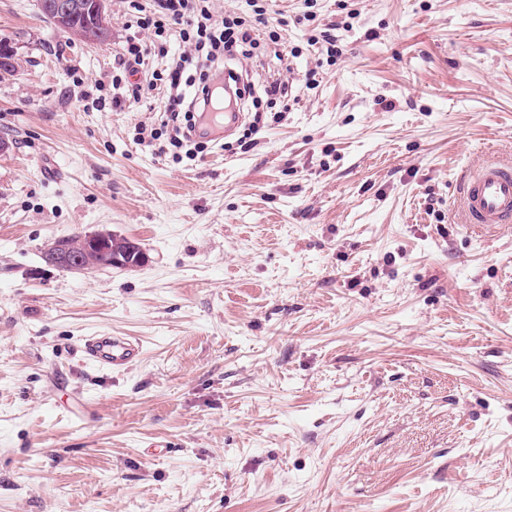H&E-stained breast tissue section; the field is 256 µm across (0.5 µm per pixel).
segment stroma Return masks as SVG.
Listing matches in <instances>:
<instances>
[{"mask_svg": "<svg viewBox=\"0 0 512 512\" xmlns=\"http://www.w3.org/2000/svg\"><path fill=\"white\" fill-rule=\"evenodd\" d=\"M269 14L280 44L224 66L287 107L176 162L134 141L163 91L112 107L128 0L100 44L0 0V512H512V231L454 195L512 159V0ZM98 231L144 264L45 262ZM98 330L140 359L87 363ZM260 94L268 102H275V104L277 102L285 103L292 96V85L288 86V83L279 78H274L262 85Z\"/></svg>", "mask_w": 512, "mask_h": 512, "instance_id": "1", "label": "stroma"}]
</instances>
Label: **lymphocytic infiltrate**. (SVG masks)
<instances>
[{"mask_svg":"<svg viewBox=\"0 0 512 512\" xmlns=\"http://www.w3.org/2000/svg\"><path fill=\"white\" fill-rule=\"evenodd\" d=\"M137 15L140 30L150 32L152 41L138 37L126 40L116 57L117 72L112 77V105L132 108L142 98L144 88L165 91L166 118L160 128L152 129L151 139H166L173 159L192 158L205 149L194 141L192 129L199 112L211 105V69L225 57L248 55L260 38L278 42L280 33L270 25L267 10L255 5L252 19L224 17L214 19L210 0H156L155 8L143 7L139 0H129ZM179 38L194 49L193 56L169 59L168 41ZM166 59L164 69L153 71L148 86L127 82L128 74L144 66L149 56Z\"/></svg>","mask_w":512,"mask_h":512,"instance_id":"obj_1","label":"lymphocytic infiltrate"}]
</instances>
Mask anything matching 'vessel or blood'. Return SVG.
<instances>
[{
  "mask_svg": "<svg viewBox=\"0 0 512 512\" xmlns=\"http://www.w3.org/2000/svg\"><path fill=\"white\" fill-rule=\"evenodd\" d=\"M241 119L238 112L208 108L193 134L202 139L221 140ZM461 207L466 228L512 225V161L490 160L464 176L460 184ZM85 360L107 370H121L139 358L141 347L129 336L97 332L83 340Z\"/></svg>",
  "mask_w": 512,
  "mask_h": 512,
  "instance_id": "obj_1",
  "label": "vessel or blood"
}]
</instances>
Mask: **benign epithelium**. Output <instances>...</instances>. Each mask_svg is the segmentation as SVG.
<instances>
[{"label":"benign epithelium","mask_w":512,"mask_h":512,"mask_svg":"<svg viewBox=\"0 0 512 512\" xmlns=\"http://www.w3.org/2000/svg\"><path fill=\"white\" fill-rule=\"evenodd\" d=\"M110 0H37V7L45 18L58 28L89 43H102L111 37L107 21ZM88 17L90 24L71 27V19L77 14ZM82 252L74 251V246L66 237L56 238L49 246V261L55 265L80 264L88 260L102 267H119L121 261L112 257V243L108 238L95 233L87 235L82 242Z\"/></svg>","instance_id":"1"}]
</instances>
